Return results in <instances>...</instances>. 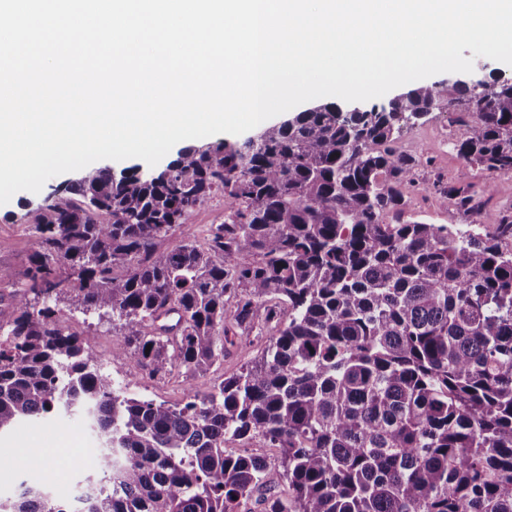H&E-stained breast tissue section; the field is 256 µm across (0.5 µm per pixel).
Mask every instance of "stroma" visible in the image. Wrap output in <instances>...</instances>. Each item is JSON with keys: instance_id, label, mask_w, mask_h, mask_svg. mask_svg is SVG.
<instances>
[{"instance_id": "obj_1", "label": "stroma", "mask_w": 512, "mask_h": 512, "mask_svg": "<svg viewBox=\"0 0 512 512\" xmlns=\"http://www.w3.org/2000/svg\"><path fill=\"white\" fill-rule=\"evenodd\" d=\"M458 132L454 113L434 112L405 130L397 140L398 151L416 160L414 184L405 196L404 213L430 224L466 227V217L454 209L441 191L442 186L465 180L478 186L490 185L491 191L484 198L482 221L499 223L502 217L512 215V176L466 168L452 149ZM77 177L74 171L55 176L44 184L40 193L21 191L7 204L0 205V301L9 302L26 283L28 257L35 239L36 209L47 193ZM223 220L224 198L218 194L196 210L191 223L178 226L164 245L172 248L188 240L205 245L210 225ZM66 324L70 332L77 334L99 356L103 370L111 374L116 387L126 396L169 405L182 403L190 393L201 397L209 394L225 376L255 361L261 352L258 343L244 336L206 372L189 375L176 371L160 378L143 369L136 379L130 380L126 377V365L114 359L124 349L125 339L121 330L113 327L111 317L71 312L66 316ZM97 445L95 436L76 415H55L48 427L37 422L19 424L0 434V456L11 460L10 466L0 468V495L12 493L24 480L42 484L51 477L61 486L76 483L85 472L73 467V460ZM42 457L50 458L51 471H44L39 465Z\"/></svg>"}]
</instances>
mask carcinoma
Returning <instances> with one entry per match:
<instances>
[{
  "mask_svg": "<svg viewBox=\"0 0 512 512\" xmlns=\"http://www.w3.org/2000/svg\"><path fill=\"white\" fill-rule=\"evenodd\" d=\"M448 110L467 166L512 174V79L323 104L164 168L94 170L35 215L0 324V434L60 409L101 445L83 512H512V219L388 224L413 184L405 127ZM480 190L443 188L481 223ZM208 247L157 243L215 194ZM120 321L116 359L203 372L238 332L253 364L180 406L122 395L64 311ZM258 439L272 464L227 444ZM288 481V497L276 491ZM21 482L0 512H71Z\"/></svg>",
  "mask_w": 512,
  "mask_h": 512,
  "instance_id": "1",
  "label": "carcinoma"
}]
</instances>
